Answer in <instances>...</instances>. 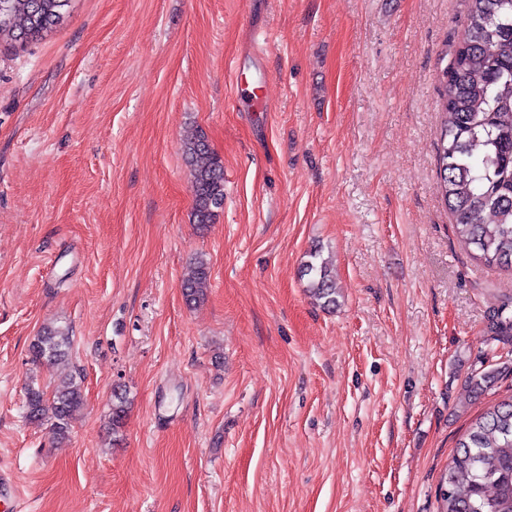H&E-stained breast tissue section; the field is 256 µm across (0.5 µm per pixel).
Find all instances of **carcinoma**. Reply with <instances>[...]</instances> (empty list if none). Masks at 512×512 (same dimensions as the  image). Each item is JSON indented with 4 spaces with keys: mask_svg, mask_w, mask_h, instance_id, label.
I'll return each instance as SVG.
<instances>
[{
    "mask_svg": "<svg viewBox=\"0 0 512 512\" xmlns=\"http://www.w3.org/2000/svg\"><path fill=\"white\" fill-rule=\"evenodd\" d=\"M72 0H0V42L25 46L63 21ZM464 34L440 74L439 189L456 238L488 267L512 271V0H467ZM191 168L193 223L204 227L224 208V163L203 135L183 142ZM308 292L324 309L336 306V282L320 253L302 265ZM210 279L199 260L180 288L187 305L204 295ZM508 306L490 323L496 335H512ZM67 327H47L30 344L31 361L57 363L68 355ZM502 368L491 364L466 379L477 397L492 388ZM128 396L112 391V431L124 424ZM84 406L81 383L71 376L46 392L26 391V418L47 423L65 439ZM441 512H512V396L476 416L456 444L441 487Z\"/></svg>",
    "mask_w": 512,
    "mask_h": 512,
    "instance_id": "obj_1",
    "label": "carcinoma"
}]
</instances>
